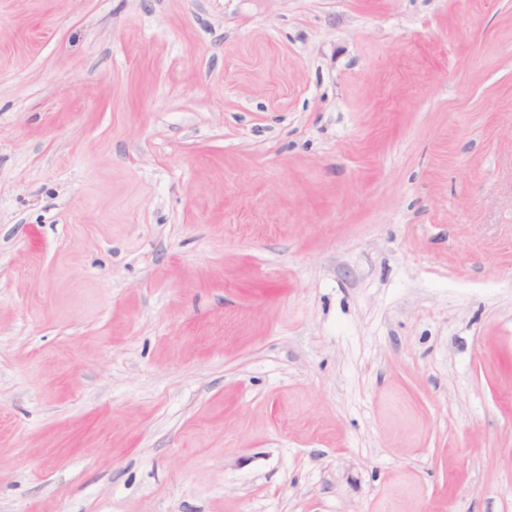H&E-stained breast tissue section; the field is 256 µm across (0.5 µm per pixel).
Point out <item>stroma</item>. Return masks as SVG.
<instances>
[{
	"label": "stroma",
	"instance_id": "35a3bbf8",
	"mask_svg": "<svg viewBox=\"0 0 512 512\" xmlns=\"http://www.w3.org/2000/svg\"><path fill=\"white\" fill-rule=\"evenodd\" d=\"M0 512H512V0H0Z\"/></svg>",
	"mask_w": 512,
	"mask_h": 512
}]
</instances>
